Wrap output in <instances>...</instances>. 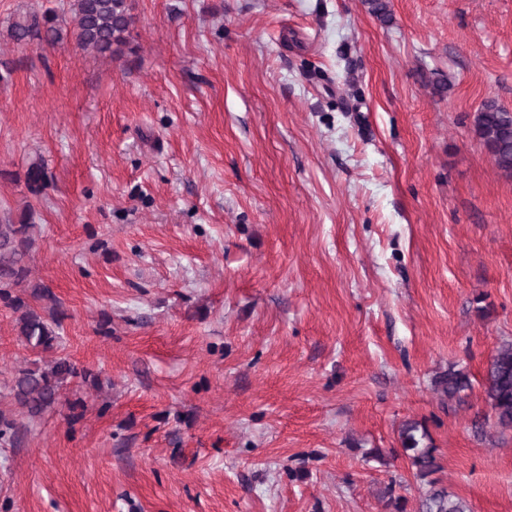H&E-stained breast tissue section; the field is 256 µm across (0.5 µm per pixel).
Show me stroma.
I'll list each match as a JSON object with an SVG mask.
<instances>
[{
  "mask_svg": "<svg viewBox=\"0 0 512 512\" xmlns=\"http://www.w3.org/2000/svg\"><path fill=\"white\" fill-rule=\"evenodd\" d=\"M130 2L103 59L14 45L62 0H0V212L31 210L18 292L49 287L62 336L32 351L0 302V512H394L390 484L414 512L407 420L471 512H512L482 387L512 178L471 131L512 110V0ZM58 355L94 379L28 416L12 378ZM452 364L461 404L432 387Z\"/></svg>",
  "mask_w": 512,
  "mask_h": 512,
  "instance_id": "obj_1",
  "label": "stroma"
}]
</instances>
